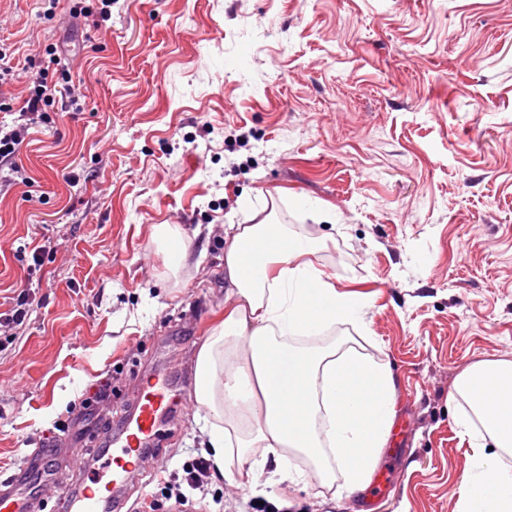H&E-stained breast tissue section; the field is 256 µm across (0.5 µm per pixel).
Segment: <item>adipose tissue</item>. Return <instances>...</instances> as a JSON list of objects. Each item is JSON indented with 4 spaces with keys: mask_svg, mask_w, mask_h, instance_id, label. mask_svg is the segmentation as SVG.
Returning a JSON list of instances; mask_svg holds the SVG:
<instances>
[{
    "mask_svg": "<svg viewBox=\"0 0 512 512\" xmlns=\"http://www.w3.org/2000/svg\"><path fill=\"white\" fill-rule=\"evenodd\" d=\"M240 206L251 221L224 232L226 315L196 360L195 403L210 419L204 443L216 466L235 444L265 449L281 471L289 452L317 458L329 447L348 485L361 486L393 423L390 367L290 339L360 321L365 305L314 267L315 239L289 235L250 198ZM455 390L474 413L461 421L475 450L462 478L463 512H512V467L499 461L512 450V362L473 365ZM475 419L482 431L473 430Z\"/></svg>",
    "mask_w": 512,
    "mask_h": 512,
    "instance_id": "1",
    "label": "adipose tissue"
}]
</instances>
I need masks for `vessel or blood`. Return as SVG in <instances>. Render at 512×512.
Instances as JSON below:
<instances>
[{"label":"vessel or blood","mask_w":512,"mask_h":512,"mask_svg":"<svg viewBox=\"0 0 512 512\" xmlns=\"http://www.w3.org/2000/svg\"><path fill=\"white\" fill-rule=\"evenodd\" d=\"M168 404V388L157 380L143 385L135 413L117 427L109 449L96 467L87 468L86 478L75 490L63 496L64 512H121V489L142 465H161V457H148L146 448L161 441L160 421ZM40 503L0 490V512H35Z\"/></svg>","instance_id":"vessel-or-blood-1"}]
</instances>
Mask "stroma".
Here are the masks:
<instances>
[{
    "instance_id": "35a3bbf8",
    "label": "stroma",
    "mask_w": 512,
    "mask_h": 512,
    "mask_svg": "<svg viewBox=\"0 0 512 512\" xmlns=\"http://www.w3.org/2000/svg\"><path fill=\"white\" fill-rule=\"evenodd\" d=\"M0 51V123L48 95L22 179L0 182V313L20 289L37 300L0 348V475L26 470V494L48 442L69 486L159 374L166 479L206 455L184 376L224 318V227L247 196L365 303L316 344L389 364V482L366 505L303 454L286 478L234 447L191 512H459L471 410L449 395L473 364L512 361V0H0ZM161 224L189 242L175 273ZM107 378L111 403L82 415Z\"/></svg>"
}]
</instances>
